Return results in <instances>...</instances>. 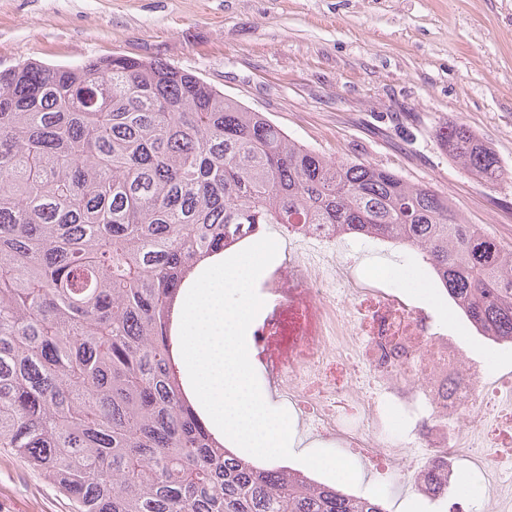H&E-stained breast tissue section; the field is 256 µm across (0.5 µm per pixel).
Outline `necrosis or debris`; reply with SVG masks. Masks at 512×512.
Returning a JSON list of instances; mask_svg holds the SVG:
<instances>
[{
	"instance_id": "4bbe7bcc",
	"label": "necrosis or debris",
	"mask_w": 512,
	"mask_h": 512,
	"mask_svg": "<svg viewBox=\"0 0 512 512\" xmlns=\"http://www.w3.org/2000/svg\"><path fill=\"white\" fill-rule=\"evenodd\" d=\"M266 294L276 305L254 332L271 384L292 421L325 439L351 440L386 478L395 445L416 496L434 488L458 496L464 472H480L493 493L512 487V409L492 407L501 389L471 338L435 326L425 307L388 288L389 274L357 283L336 260V236L308 235ZM300 282L307 309H287L286 279ZM288 344L289 357L277 346ZM404 426L402 442L390 436Z\"/></svg>"
}]
</instances>
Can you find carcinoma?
Returning <instances> with one entry per match:
<instances>
[{"mask_svg":"<svg viewBox=\"0 0 512 512\" xmlns=\"http://www.w3.org/2000/svg\"><path fill=\"white\" fill-rule=\"evenodd\" d=\"M443 139L484 183L506 175L465 125ZM272 224L400 248L512 346V248L447 195L327 157L159 61L0 70V448L75 512H390L237 453L188 396L183 289Z\"/></svg>","mask_w":512,"mask_h":512,"instance_id":"cac0c4a2","label":"carcinoma"}]
</instances>
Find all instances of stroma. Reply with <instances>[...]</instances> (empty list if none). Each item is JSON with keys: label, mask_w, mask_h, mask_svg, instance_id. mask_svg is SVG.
Here are the masks:
<instances>
[{"label": "stroma", "mask_w": 512, "mask_h": 512, "mask_svg": "<svg viewBox=\"0 0 512 512\" xmlns=\"http://www.w3.org/2000/svg\"><path fill=\"white\" fill-rule=\"evenodd\" d=\"M112 55L194 73L327 156L398 172L512 246V0H0V70ZM469 127L507 171L488 185L440 134ZM358 491L411 512L397 471ZM0 512H72L0 448Z\"/></svg>", "instance_id": "stroma-1"}]
</instances>
